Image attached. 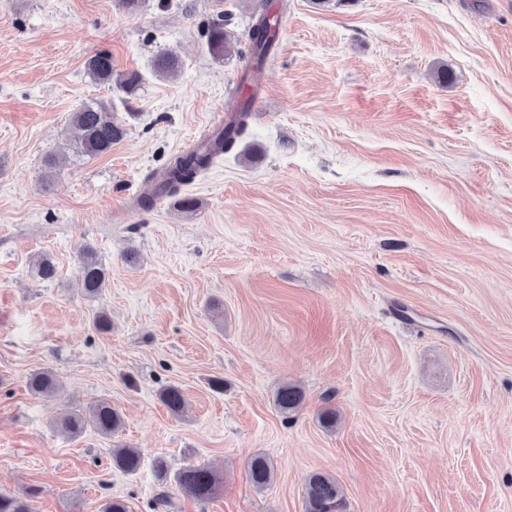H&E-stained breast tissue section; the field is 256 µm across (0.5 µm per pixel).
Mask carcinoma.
Segmentation results:
<instances>
[{
  "mask_svg": "<svg viewBox=\"0 0 512 512\" xmlns=\"http://www.w3.org/2000/svg\"><path fill=\"white\" fill-rule=\"evenodd\" d=\"M277 35L268 16L255 18L251 26L250 38L252 53L257 63H262L269 55ZM209 49L215 54H223L232 49L231 39L221 23L211 26L208 32ZM87 74L93 81L112 84V55L98 51L85 62ZM249 109L242 105L237 109L233 122L204 138L199 144L182 154L172 157L151 190L140 193L135 204L142 210H149L161 196H176L180 190L193 183L205 173L224 153L231 150L236 141L246 132ZM68 145L79 155L96 157L112 150V145L125 135L123 125L115 122L112 112L102 104L87 105L72 114L67 128ZM106 266L96 252L82 249L77 282L82 293L95 297L101 293L108 280ZM32 392L43 396H54L63 389L56 374L45 369L31 375L28 381ZM305 399L304 393L291 384L282 386L276 395V404L281 412L296 411ZM160 400L170 413L183 412L185 399L182 391L170 386L162 391ZM123 425L119 411L107 401H99L85 410L65 413L55 426L64 434L78 436L90 427L101 435L110 436ZM114 467L125 473L137 472L142 464V454L137 448H115L112 450ZM247 476L256 488L268 486L274 476L273 462L264 455H255L247 462ZM180 491L197 501L212 497L218 488V478L213 470L205 465H194L177 475ZM30 497L26 493L5 495L0 493V512H32ZM304 512H347V502L336 478L325 472L311 474L304 489Z\"/></svg>",
  "mask_w": 512,
  "mask_h": 512,
  "instance_id": "cac0c4a2",
  "label": "carcinoma"
}]
</instances>
